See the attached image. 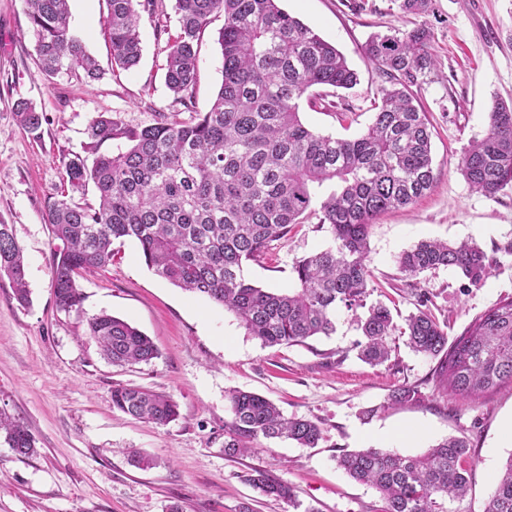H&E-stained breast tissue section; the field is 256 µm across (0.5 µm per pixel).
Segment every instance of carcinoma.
Masks as SVG:
<instances>
[{
  "mask_svg": "<svg viewBox=\"0 0 512 512\" xmlns=\"http://www.w3.org/2000/svg\"><path fill=\"white\" fill-rule=\"evenodd\" d=\"M104 24L112 59L125 70L141 59L140 10L154 0H107ZM279 0H175L178 32L171 39L165 83L184 106L192 105L199 39L212 16L224 15L218 34L222 83L215 100L194 121L162 119L130 129L100 117L88 129V159L64 162L65 182L47 201V221L58 244L52 253L56 307L82 311L81 272L107 265L113 245L137 241L151 270L171 284L200 294L235 315L266 347L295 345L335 331L336 310L357 312L363 340L360 358L380 365L390 358L395 331L413 351L439 359L438 376L453 399L477 398L512 383V296L476 317L459 336L448 332L429 308L399 328L385 304L366 306L370 295L368 232L391 209L415 203L434 182L430 122L410 87L434 67L431 33L374 34L364 52L388 77L380 104L361 135L336 138L310 130L299 102L315 86L351 89L357 75L336 46L281 9ZM36 60L50 77L81 70L100 76L96 60L69 28V0H24ZM19 126L35 133L42 117L31 103L17 105ZM126 149L102 152L108 140ZM461 171L472 189L494 196L512 186V105L498 103L484 136L469 145ZM94 187L98 202L80 204L74 194ZM327 226L332 245L294 263L296 286L257 287L243 263L260 259L311 215ZM402 273L416 277L440 267L477 284L495 268L475 243L423 240L398 258ZM16 300L28 302L23 251L12 228L0 224V277ZM87 335L114 364L150 363L151 339L123 319L102 314L87 321ZM112 409L165 425L179 416L169 395L115 385ZM224 454L255 450L259 438H286L315 448L323 431L315 422L287 417L272 401L251 392L228 395ZM0 435L21 457L35 453L27 426L0 414ZM471 447L446 438L425 452L405 456L377 448L347 451L336 461L353 480L375 488L386 512H461L469 486ZM245 481L266 496L295 507L290 485L258 469ZM485 512H512V455L494 480Z\"/></svg>",
  "mask_w": 512,
  "mask_h": 512,
  "instance_id": "cac0c4a2",
  "label": "carcinoma"
}]
</instances>
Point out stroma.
<instances>
[{
  "label": "stroma",
  "mask_w": 512,
  "mask_h": 512,
  "mask_svg": "<svg viewBox=\"0 0 512 512\" xmlns=\"http://www.w3.org/2000/svg\"><path fill=\"white\" fill-rule=\"evenodd\" d=\"M174 3L155 0L154 12L142 15V58L124 70L113 64L104 33L107 0H70V29L104 71L90 82L77 71L47 77L35 61L23 0H0V224L11 226L23 249L30 290L29 304L20 305L0 278V412L22 421L37 448L24 458L0 441V512H170L174 505L179 512H241L245 504L253 512H290L245 482L255 469L293 486L303 512H383L379 493L338 468L337 455L363 448L415 455L450 436L471 445L463 512H484L493 480L512 455V440L500 433L512 417L511 383L476 399H448L437 360L414 352L402 336L392 341L389 361L367 364L358 356L356 318L343 308L331 335L263 346L232 313L157 276L133 240L119 245L108 266L81 273V313L57 309L45 206L63 184L65 161L83 153L90 124L102 115L127 128L163 117L187 122L208 109L220 87V15L201 36L192 107L166 87L169 37L178 30ZM280 6L335 45L359 76L353 89H324L300 103L310 129L336 137L366 129L386 83L363 50L368 37L430 28L436 67L413 92L432 124L435 180L413 205L372 224L374 290L366 302L386 304L400 326L427 305L449 336H458L512 296V186L482 195L459 168L470 142L486 131L494 101L512 104V0H431L422 15L403 13L397 0H281ZM21 99L42 112L38 133L18 126ZM433 239L475 241L498 269L478 284L446 267L402 273L399 255ZM330 243L318 216H310L260 260L245 262L243 274L258 287L288 290L295 261ZM103 313L149 336L158 358L132 366L104 359L86 334L88 319ZM117 384L172 396L179 418L155 425L114 411L108 392ZM401 385L416 388L419 402L390 404ZM235 390L317 423L322 441L304 448L263 439L251 453L225 456L227 396ZM413 427L419 434L411 438L406 431ZM134 451L153 457L154 466L132 465Z\"/></svg>",
  "instance_id": "35a3bbf8"
}]
</instances>
